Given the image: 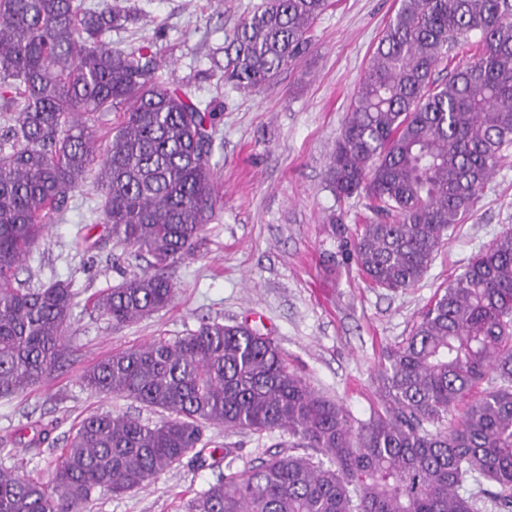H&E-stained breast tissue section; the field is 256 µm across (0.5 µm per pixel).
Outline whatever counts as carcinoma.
<instances>
[{
  "instance_id": "obj_1",
  "label": "carcinoma",
  "mask_w": 512,
  "mask_h": 512,
  "mask_svg": "<svg viewBox=\"0 0 512 512\" xmlns=\"http://www.w3.org/2000/svg\"><path fill=\"white\" fill-rule=\"evenodd\" d=\"M330 0H264L224 47V81L270 85L309 49ZM131 19L118 0H0V397L66 360L72 282H18L23 258L96 163L98 112L120 113L93 209L147 267L91 300L121 327L165 308L169 269L194 255L219 209L210 159L220 115L156 76L148 46L112 48ZM477 49L440 82L448 51ZM512 147V0H400L356 88L331 155L338 197L365 190L375 218L350 258L377 288L427 274ZM493 385L445 424L488 375ZM84 385L167 413L153 426L96 412L80 420L44 481L0 470V512H84L96 492L140 489L205 432L288 433L291 450L229 471L188 512H512V230L474 255L413 332L383 350L380 403L366 420L291 371L274 340L200 321L86 368ZM299 448L312 453L300 454Z\"/></svg>"
}]
</instances>
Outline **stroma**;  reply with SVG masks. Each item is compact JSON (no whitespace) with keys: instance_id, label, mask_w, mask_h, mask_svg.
Wrapping results in <instances>:
<instances>
[{"instance_id":"1","label":"stroma","mask_w":512,"mask_h":512,"mask_svg":"<svg viewBox=\"0 0 512 512\" xmlns=\"http://www.w3.org/2000/svg\"><path fill=\"white\" fill-rule=\"evenodd\" d=\"M131 2L136 21L106 32V40L124 50L150 46L163 80L189 84L197 99L214 101L223 112L212 156L218 215L195 255L170 269L171 304L115 328L86 312L85 302L140 274L146 263L95 224L100 192L94 172L86 173L18 273L22 280L72 282V355L32 391L0 398V469L48 478L73 426L93 412L158 423L161 412L92 393L81 375L114 352L185 335L204 318L269 334L290 369L354 418L367 419L378 404L374 373L383 347L409 336L468 260L512 228L511 148L418 285L369 287L345 259L368 199L362 192L336 197L327 170L350 101L399 0H331L311 27L307 55L261 92L226 84L216 63L224 58L225 40L263 0ZM207 437L226 451L218 464L201 467L184 458L143 489L94 494L85 512H187L188 501L219 474L288 444L278 431L214 429Z\"/></svg>"}]
</instances>
